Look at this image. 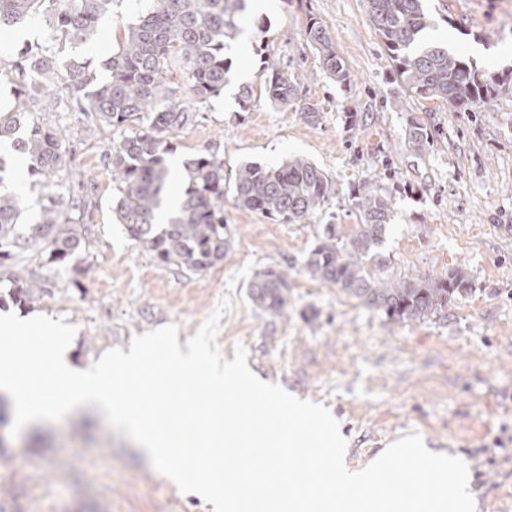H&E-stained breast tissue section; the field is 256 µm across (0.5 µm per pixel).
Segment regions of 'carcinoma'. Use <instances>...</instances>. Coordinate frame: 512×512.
<instances>
[{
  "label": "carcinoma",
  "instance_id": "obj_1",
  "mask_svg": "<svg viewBox=\"0 0 512 512\" xmlns=\"http://www.w3.org/2000/svg\"><path fill=\"white\" fill-rule=\"evenodd\" d=\"M114 0H0V32L19 31L42 16L49 20L48 44L25 45L9 69L18 86L10 108H0V303L28 307L36 292L51 294L10 262L24 250L43 245L48 265L67 266L85 249L81 225L71 212L79 208L70 197L63 171L66 147L57 128L36 112L32 101L56 108L63 87L69 103L101 128L120 131L108 154L115 183L112 213L140 247L161 266L188 271L208 270L224 260L231 245L224 224V163L213 154H197L173 175L168 156L176 152L171 135L196 119L194 104L224 92L229 67L225 40L235 37L247 0H147L139 23L130 27L102 66L101 78L92 61L75 50L92 40ZM369 20L394 63L397 82L416 98L477 103L489 96L473 62L444 44L426 39L433 21L426 0H367ZM306 44L319 57L333 82L346 86L350 72L335 38L319 19L308 17ZM180 73L193 102L177 97L171 86ZM264 93L275 105L293 107L308 123L319 120L315 104L299 98V74L272 62L264 67ZM408 144L423 152L431 133L418 121L409 124ZM28 161L32 187L44 194L38 215L23 220L25 202L4 182L16 158ZM182 183L177 203L171 202L174 180ZM236 205L277 224H299L314 216L335 193L333 182L318 165L292 156L278 167L257 162L241 165L232 185ZM359 223L344 234L336 224L324 225L310 250L307 272L339 288L347 297L394 321L423 320L443 310L448 295L466 289L464 281L429 285L416 277L384 279L379 252L390 223V200L368 174L352 197ZM253 304L279 315L288 301V274L272 267L248 284Z\"/></svg>",
  "mask_w": 512,
  "mask_h": 512
}]
</instances>
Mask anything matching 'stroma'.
Returning <instances> with one entry per match:
<instances>
[{
  "label": "stroma",
  "mask_w": 512,
  "mask_h": 512,
  "mask_svg": "<svg viewBox=\"0 0 512 512\" xmlns=\"http://www.w3.org/2000/svg\"><path fill=\"white\" fill-rule=\"evenodd\" d=\"M247 10L224 55L231 65L220 96L173 134L172 167L198 153L224 163L233 183L245 162L281 165L302 155L331 178L336 193L302 224H275L224 194L231 246L198 273L161 267L112 213L107 155L114 135L77 112L52 113L67 137L64 179L81 203L86 250L77 281L48 272L40 248L21 254L22 273L45 276L51 293L37 313L76 326L70 360L90 368L108 349L172 324L186 345L219 315L215 346L298 398L322 404L348 439L347 460L365 464L416 433L427 447L465 456L476 512H512V0H429L432 40L460 51L497 87L481 107L401 96L366 0H269ZM333 34L351 82L336 85L303 38L308 17ZM299 74V94L320 117L305 122L259 91L261 61ZM254 96L242 101L243 87ZM432 146L407 144L411 120ZM373 172L391 198L382 247L385 275L464 278L466 294L424 320L394 322L338 288L314 280L305 260L323 225L356 223L351 192ZM288 274V304L265 314L248 297L256 271ZM0 512H213L180 492L146 461L138 444L103 413L79 407L55 423L27 425L0 447Z\"/></svg>",
  "instance_id": "35a3bbf8"
}]
</instances>
